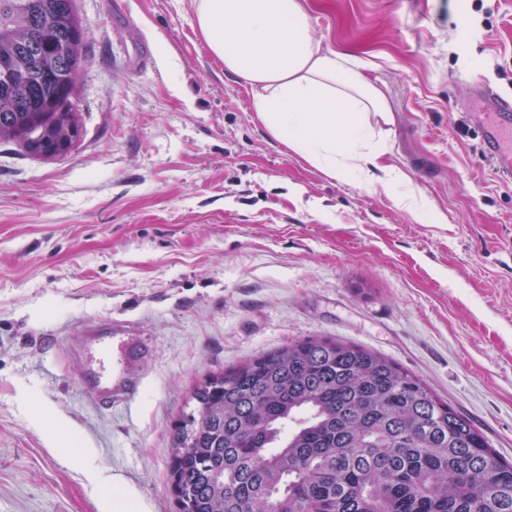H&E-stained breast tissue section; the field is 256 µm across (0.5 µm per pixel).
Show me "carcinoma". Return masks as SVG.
<instances>
[{
	"instance_id": "cac0c4a2",
	"label": "carcinoma",
	"mask_w": 512,
	"mask_h": 512,
	"mask_svg": "<svg viewBox=\"0 0 512 512\" xmlns=\"http://www.w3.org/2000/svg\"><path fill=\"white\" fill-rule=\"evenodd\" d=\"M85 32L74 0H0V142L71 152ZM172 443L180 512H512V464L420 377L307 339L200 381Z\"/></svg>"
}]
</instances>
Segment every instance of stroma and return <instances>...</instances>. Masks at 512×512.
<instances>
[{
	"label": "stroma",
	"instance_id": "1",
	"mask_svg": "<svg viewBox=\"0 0 512 512\" xmlns=\"http://www.w3.org/2000/svg\"><path fill=\"white\" fill-rule=\"evenodd\" d=\"M302 3L386 95L395 192L273 139L190 0H75L80 141L57 159L0 143V512H104L93 467L179 512L169 448L194 386L310 338L394 360L512 463V182L468 107L481 84L512 96V0ZM116 321L152 347L129 413L82 382Z\"/></svg>",
	"mask_w": 512,
	"mask_h": 512
}]
</instances>
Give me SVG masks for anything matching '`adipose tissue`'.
<instances>
[{
	"label": "adipose tissue",
	"instance_id": "1",
	"mask_svg": "<svg viewBox=\"0 0 512 512\" xmlns=\"http://www.w3.org/2000/svg\"><path fill=\"white\" fill-rule=\"evenodd\" d=\"M192 24L225 73L252 89V109L277 141L332 179L402 184L380 165L371 117L391 123L381 88L346 52L324 48L300 0H191Z\"/></svg>",
	"mask_w": 512,
	"mask_h": 512
}]
</instances>
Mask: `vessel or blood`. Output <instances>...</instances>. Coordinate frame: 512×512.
Wrapping results in <instances>:
<instances>
[{
	"instance_id": "1",
	"label": "vessel or blood",
	"mask_w": 512,
	"mask_h": 512,
	"mask_svg": "<svg viewBox=\"0 0 512 512\" xmlns=\"http://www.w3.org/2000/svg\"><path fill=\"white\" fill-rule=\"evenodd\" d=\"M473 115L481 130L484 152L497 173L512 177V97L484 87L473 95ZM149 342L117 323L111 335L93 337L84 359L83 383L98 406L130 407L139 397Z\"/></svg>"
}]
</instances>
